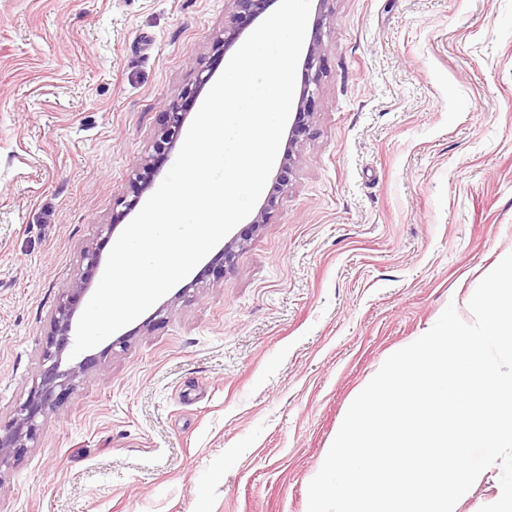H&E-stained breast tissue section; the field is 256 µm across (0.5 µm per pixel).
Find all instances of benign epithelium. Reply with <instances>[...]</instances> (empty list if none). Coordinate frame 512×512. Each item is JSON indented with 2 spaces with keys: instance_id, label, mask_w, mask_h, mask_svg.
Instances as JSON below:
<instances>
[{
  "instance_id": "obj_1",
  "label": "benign epithelium",
  "mask_w": 512,
  "mask_h": 512,
  "mask_svg": "<svg viewBox=\"0 0 512 512\" xmlns=\"http://www.w3.org/2000/svg\"><path fill=\"white\" fill-rule=\"evenodd\" d=\"M235 12L229 25L224 28L225 40L228 44L242 30L257 19L269 6L271 0H233ZM315 103L314 92L304 89L296 108V117L291 127V137L288 140L290 150L286 153L276 176L280 187L288 185L293 172V150L299 136L305 133L308 119L311 117L312 105ZM183 121L182 106L176 102L168 105V120L159 139L155 143V154L162 157L177 141ZM155 174V165L150 160H144L136 166L133 181L130 185L132 199L121 197L117 205L128 212L135 208L138 199L148 188ZM85 291V282L81 281L71 288V294L66 296L57 309L53 329L46 338L42 352V361L47 364L39 384L31 389L26 401L17 409L16 417L7 426L0 428V467L9 463L14 457L26 452L27 442L34 440L37 432L36 418L54 405L56 400L72 389L73 381L86 374L93 367V360L84 358L76 365L61 369L62 354L65 351L72 321L76 312V301L80 293Z\"/></svg>"
}]
</instances>
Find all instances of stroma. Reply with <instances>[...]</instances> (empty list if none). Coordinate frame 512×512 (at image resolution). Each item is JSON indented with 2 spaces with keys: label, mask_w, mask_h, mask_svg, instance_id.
<instances>
[{
  "label": "stroma",
  "mask_w": 512,
  "mask_h": 512,
  "mask_svg": "<svg viewBox=\"0 0 512 512\" xmlns=\"http://www.w3.org/2000/svg\"><path fill=\"white\" fill-rule=\"evenodd\" d=\"M293 174L91 349L0 512H307L357 394L512 252V0H330ZM232 0H0V425Z\"/></svg>",
  "instance_id": "35a3bbf8"
}]
</instances>
